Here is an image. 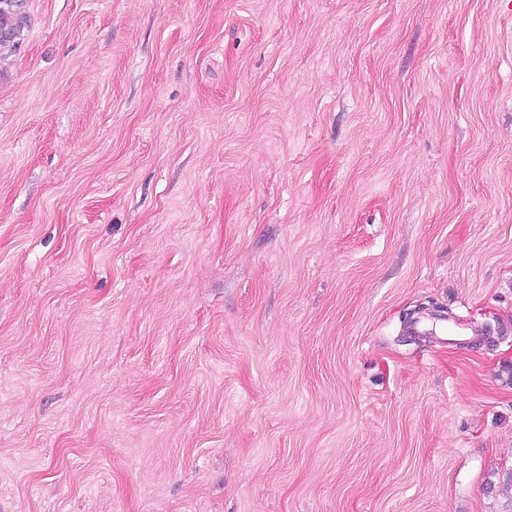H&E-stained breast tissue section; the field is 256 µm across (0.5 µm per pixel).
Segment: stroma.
Listing matches in <instances>:
<instances>
[{"label": "stroma", "instance_id": "obj_1", "mask_svg": "<svg viewBox=\"0 0 512 512\" xmlns=\"http://www.w3.org/2000/svg\"><path fill=\"white\" fill-rule=\"evenodd\" d=\"M26 10L0 512H505L512 0Z\"/></svg>", "mask_w": 512, "mask_h": 512}]
</instances>
